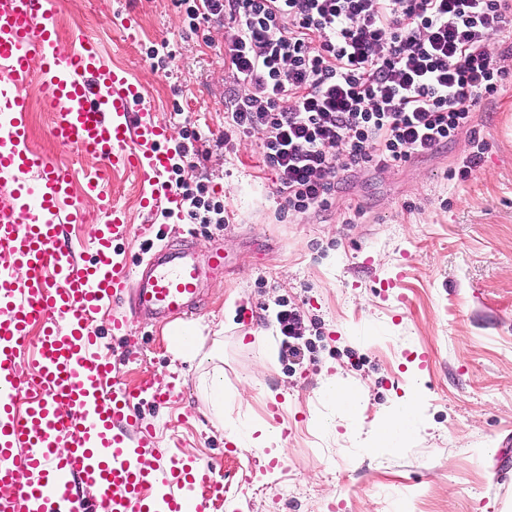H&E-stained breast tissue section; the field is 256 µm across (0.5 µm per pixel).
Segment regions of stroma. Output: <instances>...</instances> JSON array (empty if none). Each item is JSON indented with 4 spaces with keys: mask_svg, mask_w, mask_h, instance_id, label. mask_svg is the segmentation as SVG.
<instances>
[{
    "mask_svg": "<svg viewBox=\"0 0 512 512\" xmlns=\"http://www.w3.org/2000/svg\"><path fill=\"white\" fill-rule=\"evenodd\" d=\"M58 25L62 38L92 37L105 65L143 87L168 128L166 151L201 138L209 155L195 176L227 217L150 220L134 173L103 184L131 225L115 259L136 270L162 249L220 248L229 266L203 277L181 323L135 313L129 292L109 312L133 317V341L110 335L108 317L95 323L122 385L181 380L167 403L136 405L155 432L142 457L216 463L225 492L210 512H512V475L496 469L512 437V56L498 96L475 115L487 149L467 180L449 176L472 150L462 133L431 156L344 176L327 207L282 219L258 139L224 140L234 86L221 21L190 28L178 0H61ZM27 93L32 148L80 171L99 167L53 139L38 83ZM283 310L301 316L303 359L288 355ZM177 327L193 336L196 356H175ZM217 371L220 415L209 390ZM328 375L356 396L349 415L323 393ZM407 401L411 430L367 446V432ZM329 415L336 426L322 429ZM226 419L238 434L224 430ZM262 420L279 432L280 453L248 447ZM231 438L238 449L229 453Z\"/></svg>",
    "mask_w": 512,
    "mask_h": 512,
    "instance_id": "1",
    "label": "stroma"
}]
</instances>
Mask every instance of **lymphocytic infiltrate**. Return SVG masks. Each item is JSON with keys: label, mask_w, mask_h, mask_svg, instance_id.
<instances>
[{"label": "lymphocytic infiltrate", "mask_w": 512, "mask_h": 512, "mask_svg": "<svg viewBox=\"0 0 512 512\" xmlns=\"http://www.w3.org/2000/svg\"><path fill=\"white\" fill-rule=\"evenodd\" d=\"M186 12L194 26L224 22L240 89L224 140L259 138L281 213L327 207L341 176L432 155L462 132L473 150L457 178L479 166L474 114L506 78L512 0H189ZM175 172L191 223H223V206Z\"/></svg>", "instance_id": "lymphocytic-infiltrate-1"}]
</instances>
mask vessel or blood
Listing matches in <instances>:
<instances>
[{
    "instance_id": "1",
    "label": "vessel or blood",
    "mask_w": 512,
    "mask_h": 512,
    "mask_svg": "<svg viewBox=\"0 0 512 512\" xmlns=\"http://www.w3.org/2000/svg\"><path fill=\"white\" fill-rule=\"evenodd\" d=\"M59 0H0V512L15 501L27 512H209L224 482L212 462L150 463L130 444L122 424H136L143 396L163 403L176 381L120 386L93 321L111 300L134 288L136 309L162 318L189 314L202 277L225 267L223 251L200 257L165 251L148 274L114 260L112 244L128 234L125 215L102 205L103 221L87 244L61 241L62 222L84 221L72 173L30 145L26 86L39 72L44 104L53 112L54 139L105 168L134 172L149 186L148 212L181 209L182 198L159 188L170 167L156 121L139 85L105 66L97 43L77 33L62 41ZM40 336H31L32 327ZM34 348L37 376L20 377V355ZM97 486L84 503L76 481Z\"/></svg>"
}]
</instances>
